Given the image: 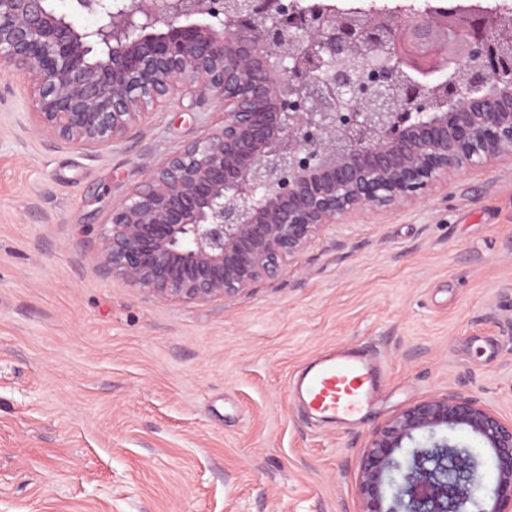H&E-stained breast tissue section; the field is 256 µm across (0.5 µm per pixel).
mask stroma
I'll return each instance as SVG.
<instances>
[{
	"instance_id": "stroma-1",
	"label": "stroma",
	"mask_w": 512,
	"mask_h": 512,
	"mask_svg": "<svg viewBox=\"0 0 512 512\" xmlns=\"http://www.w3.org/2000/svg\"><path fill=\"white\" fill-rule=\"evenodd\" d=\"M0 74V512H359L361 453L405 407L457 392L512 420V163L327 227L277 279L160 301L113 277L107 217L224 107L175 95L90 152L29 120ZM367 346L382 398L342 430L288 380Z\"/></svg>"
}]
</instances>
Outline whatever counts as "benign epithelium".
Returning a JSON list of instances; mask_svg holds the SVG:
<instances>
[{
    "mask_svg": "<svg viewBox=\"0 0 512 512\" xmlns=\"http://www.w3.org/2000/svg\"><path fill=\"white\" fill-rule=\"evenodd\" d=\"M0 0V72L25 76L35 126L102 149L175 93L224 123L150 170L112 208L101 265L159 300H231L274 280L321 230L430 196L448 172L512 159V54L479 61L490 15L454 0L353 17L303 0ZM465 431L479 460L437 431ZM465 475L448 481L447 467ZM393 489L386 497V488ZM359 512H512V421L476 399L420 400L377 428ZM452 437L469 446V448L478 455L484 462V465L480 469L482 475L481 483L473 487V494L477 497L483 498L487 489L492 486L493 473L491 462L489 460V453L485 448H482L480 442L474 437L465 433H454Z\"/></svg>",
    "mask_w": 512,
    "mask_h": 512,
    "instance_id": "benign-epithelium-1",
    "label": "benign epithelium"
}]
</instances>
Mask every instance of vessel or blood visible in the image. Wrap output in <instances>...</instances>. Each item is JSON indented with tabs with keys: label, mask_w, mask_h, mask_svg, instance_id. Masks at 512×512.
<instances>
[{
	"label": "vessel or blood",
	"mask_w": 512,
	"mask_h": 512,
	"mask_svg": "<svg viewBox=\"0 0 512 512\" xmlns=\"http://www.w3.org/2000/svg\"><path fill=\"white\" fill-rule=\"evenodd\" d=\"M385 384V373L375 357L353 347L322 352L291 377L288 392L310 419L350 429L362 409L382 394Z\"/></svg>",
	"instance_id": "b4317fda"
}]
</instances>
